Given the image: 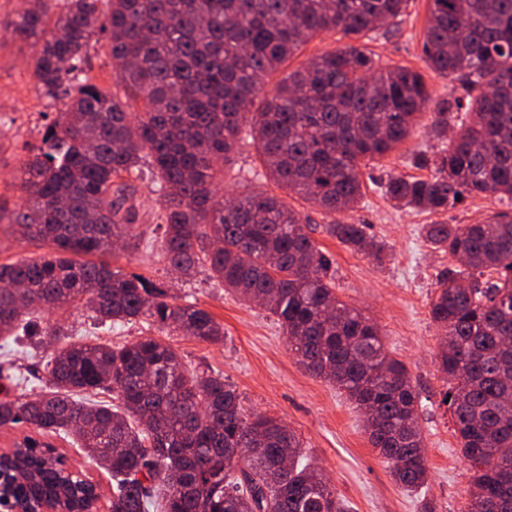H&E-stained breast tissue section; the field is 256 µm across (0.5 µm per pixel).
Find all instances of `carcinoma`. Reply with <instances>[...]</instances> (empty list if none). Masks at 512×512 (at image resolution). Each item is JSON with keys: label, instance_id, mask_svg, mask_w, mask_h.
<instances>
[{"label": "carcinoma", "instance_id": "1", "mask_svg": "<svg viewBox=\"0 0 512 512\" xmlns=\"http://www.w3.org/2000/svg\"><path fill=\"white\" fill-rule=\"evenodd\" d=\"M406 0H20L13 36L34 47L37 92L62 102L21 177L27 207L11 223L48 244L0 264V335L32 353L65 330L35 313L85 305L101 324L143 319L199 342L224 327L108 260L136 223L133 180L162 204L166 267L198 270L276 320L311 373L368 415L366 430L409 491L427 479L418 395L378 326L336 297L331 256L298 213L268 192L216 199L228 157L255 142L274 184L330 213L363 196L362 163L383 157L431 113L448 152L431 177L393 176L398 205L446 212L457 197L512 199V0H430L423 53L464 95L436 100L421 74L350 46L311 57L265 91L311 38H360L395 24ZM106 40L124 100L86 76ZM347 248L383 260L361 224H325ZM423 237L458 266L437 283L430 314L461 454L468 512H512V215L482 224H425ZM46 391L0 401V427L72 439L112 478L110 512H349L282 420L248 412L219 372L190 374L171 344L72 339L43 364ZM112 393L115 404L89 399ZM239 448L252 453L236 455ZM288 467H283V463ZM9 494L30 508L96 512L95 487L50 445L26 437L9 453Z\"/></svg>", "mask_w": 512, "mask_h": 512}]
</instances>
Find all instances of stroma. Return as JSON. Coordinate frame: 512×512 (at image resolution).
Here are the masks:
<instances>
[{
  "mask_svg": "<svg viewBox=\"0 0 512 512\" xmlns=\"http://www.w3.org/2000/svg\"><path fill=\"white\" fill-rule=\"evenodd\" d=\"M428 8L429 0H407L399 27L379 31L369 39L354 42L337 33L315 36L284 70L292 72L312 56L355 45L381 63L418 71L433 97H448L453 92L452 84L429 67L423 54ZM32 55L29 44L12 41L8 32L0 31V263L46 251L45 245L24 239L10 222L25 202L20 188L22 170L41 146L47 125L57 117L56 108L35 91ZM441 149V142L420 128L397 150L369 161L361 169L363 197L349 211L328 213L296 194L284 197L307 224L317 245L332 255L333 284L339 300L379 325L385 349L409 371L420 397L419 425L428 468L426 485L415 492L404 490L393 479L387 463L372 447L364 417L355 404L336 386L309 372L289 351L275 317L225 291L206 272L185 283L167 270L157 220L161 205L148 181L136 184L137 246L117 250L110 258L115 269L149 279L167 290L177 303H195L223 325L224 340L217 344L186 336L170 337L169 342L188 371L210 369L222 373L236 388L245 408L280 418L295 431L312 464L325 472L351 512H465L467 505L470 473L461 456L453 416L443 401L447 385L436 365L438 329L430 315L438 277L453 262L425 240L421 227L475 224L512 206L495 196L465 198L445 213L395 206L384 192L388 177H430L431 169L418 165L416 158ZM245 190L277 191L249 138L224 165V196ZM334 222L365 225L368 234L387 244L385 261L376 263L328 237L322 227ZM48 321L65 324L73 336H92L104 343L161 335L156 326L141 322L97 325L83 307L55 313ZM53 351V346H45L40 359H31L11 337H0V365H14L11 381L0 385V398L40 393L36 376L43 371V358ZM48 441L63 455L71 471L97 486L98 512H108L110 476L89 464L71 443L53 435Z\"/></svg>",
  "mask_w": 512,
  "mask_h": 512,
  "instance_id": "stroma-1",
  "label": "stroma"
}]
</instances>
